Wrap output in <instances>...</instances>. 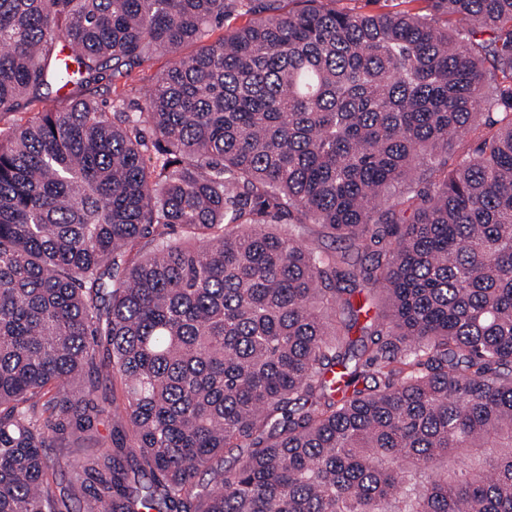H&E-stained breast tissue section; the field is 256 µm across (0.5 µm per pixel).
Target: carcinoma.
<instances>
[{
	"label": "carcinoma",
	"mask_w": 512,
	"mask_h": 512,
	"mask_svg": "<svg viewBox=\"0 0 512 512\" xmlns=\"http://www.w3.org/2000/svg\"><path fill=\"white\" fill-rule=\"evenodd\" d=\"M281 2L0 0V512H512V0ZM423 2L404 3V0H379V2H370L367 0H340L336 1V7L343 9H354L359 12H396L407 9H417L423 7ZM170 58L157 56L143 68L133 71L130 77L120 78L112 84L103 81L95 88V96L100 103L109 105L112 101L123 99L125 104L135 112L136 104L140 102V89H145L153 83V79L167 69ZM306 233V236L314 241L316 245L326 249L343 248V251H347L348 259L351 262H358L360 260L361 251L358 252L354 247H349L348 242H340L331 234L328 228L320 224H309L306 228Z\"/></svg>",
	"instance_id": "carcinoma-1"
}]
</instances>
